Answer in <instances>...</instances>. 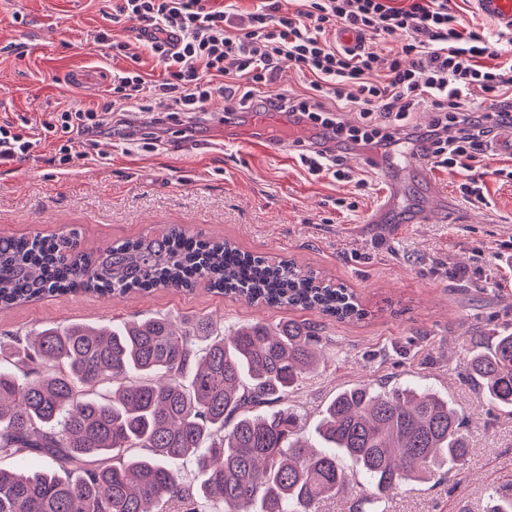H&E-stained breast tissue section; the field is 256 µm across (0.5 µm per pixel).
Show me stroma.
<instances>
[{"label": "stroma", "mask_w": 512, "mask_h": 512, "mask_svg": "<svg viewBox=\"0 0 512 512\" xmlns=\"http://www.w3.org/2000/svg\"><path fill=\"white\" fill-rule=\"evenodd\" d=\"M108 27L132 39L140 24L113 22L112 0H0V123L37 133L60 107L101 101L113 63L95 36ZM253 132L249 114L225 112L217 97L208 111L168 120L151 146L102 138L104 163L78 159L62 171L53 144L42 143L32 157L0 167V236L75 228L81 247L91 250L177 224L344 284L365 309L364 319L270 309L201 285L110 300L47 295L0 310V337L154 316L180 324L205 316L228 332L251 322L315 323L324 362L287 399L311 445L320 443L322 409L354 384L434 388L463 418L471 448L466 464L442 479L403 486L387 512H482L487 484L512 493V416L486 406L463 378L472 346L512 324V180L487 178L488 206L465 207L457 223L413 224L424 178L397 157L381 156L378 164L405 192L386 223L370 224L366 215L383 184L355 155H343L353 181L312 176L298 152L271 158L243 149L242 138ZM360 178L366 186H357Z\"/></svg>", "instance_id": "obj_1"}]
</instances>
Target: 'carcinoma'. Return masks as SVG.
<instances>
[{
  "mask_svg": "<svg viewBox=\"0 0 512 512\" xmlns=\"http://www.w3.org/2000/svg\"><path fill=\"white\" fill-rule=\"evenodd\" d=\"M77 231L0 237V308L45 295L208 289L271 308L315 310L338 321L365 316L352 294L291 260L270 262L178 225L158 235L81 250ZM204 338V351L196 340ZM11 346L18 371L0 367V458L49 459L31 474L0 467V512H320L349 482L348 460L390 499L467 461L459 412L432 388L337 393L301 436L284 401L320 361L313 323L245 324L228 335L208 318L164 317L112 329L45 327ZM467 376L489 406L512 414V332L469 352ZM142 448L145 453L133 454ZM193 459L197 485L178 463ZM484 512H512L490 484Z\"/></svg>",
  "mask_w": 512,
  "mask_h": 512,
  "instance_id": "cac0c4a2",
  "label": "carcinoma"
}]
</instances>
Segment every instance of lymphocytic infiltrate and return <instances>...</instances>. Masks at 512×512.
<instances>
[{
    "instance_id": "f902f5d3",
    "label": "lymphocytic infiltrate",
    "mask_w": 512,
    "mask_h": 512,
    "mask_svg": "<svg viewBox=\"0 0 512 512\" xmlns=\"http://www.w3.org/2000/svg\"><path fill=\"white\" fill-rule=\"evenodd\" d=\"M113 17L132 15L142 27L137 39L160 68L149 79L129 42L111 30L96 40L113 56L128 59L113 71L109 100L87 108H60L42 125L41 137L0 124V166L29 157L41 139L60 137L54 159L59 168L73 160L75 148L96 149L101 136L136 135L133 113L143 111L145 90L168 97L171 112H202L216 96L229 111L287 115L315 131L301 162L310 174L342 178L339 154L352 146L392 154L409 145L431 155L436 166L468 176L457 186L470 205L486 203V174L480 165L494 132L512 126V31L488 36L463 25L450 0H303L283 9L281 0H258L248 22L236 24L218 0H113ZM344 28L356 33L355 47L336 44ZM409 33L400 49L379 54V43ZM309 79L305 94L257 95L274 83L281 60ZM487 95L485 111L471 109V87ZM437 112L429 128L410 130L407 118L423 103ZM353 109L356 124L338 112Z\"/></svg>"
}]
</instances>
